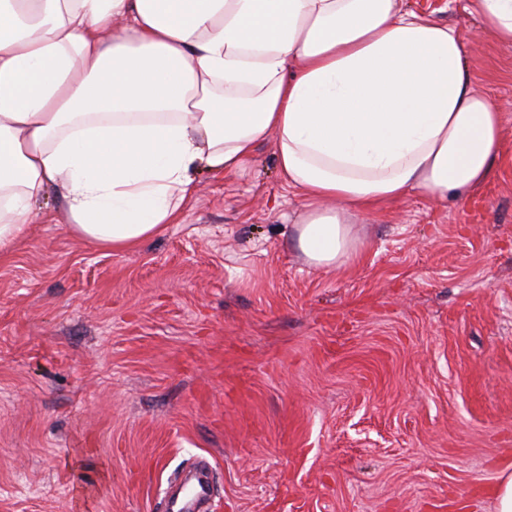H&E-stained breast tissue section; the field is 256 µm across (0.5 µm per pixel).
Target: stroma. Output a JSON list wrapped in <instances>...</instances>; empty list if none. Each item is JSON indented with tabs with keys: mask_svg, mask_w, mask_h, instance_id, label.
<instances>
[{
	"mask_svg": "<svg viewBox=\"0 0 512 512\" xmlns=\"http://www.w3.org/2000/svg\"><path fill=\"white\" fill-rule=\"evenodd\" d=\"M461 34L505 137L468 200L412 195L309 267L272 143L195 175L130 252L72 237L47 193L0 255V512H493L512 466V48L464 0H403Z\"/></svg>",
	"mask_w": 512,
	"mask_h": 512,
	"instance_id": "obj_1",
	"label": "stroma"
}]
</instances>
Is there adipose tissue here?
Segmentation results:
<instances>
[{"label": "adipose tissue", "instance_id": "obj_1", "mask_svg": "<svg viewBox=\"0 0 512 512\" xmlns=\"http://www.w3.org/2000/svg\"><path fill=\"white\" fill-rule=\"evenodd\" d=\"M465 9L512 48V0ZM503 139L457 30L400 0H0V254L51 190L134 249L270 141L306 264L338 268L382 205L479 190Z\"/></svg>", "mask_w": 512, "mask_h": 512}]
</instances>
